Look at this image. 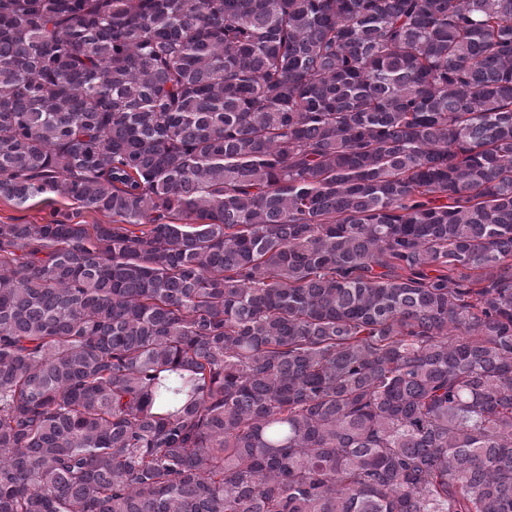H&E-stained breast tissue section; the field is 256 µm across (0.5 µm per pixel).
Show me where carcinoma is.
<instances>
[{
    "label": "carcinoma",
    "instance_id": "cac0c4a2",
    "mask_svg": "<svg viewBox=\"0 0 512 512\" xmlns=\"http://www.w3.org/2000/svg\"><path fill=\"white\" fill-rule=\"evenodd\" d=\"M0 512H512V0H0ZM67 204L51 195H43L24 207L0 199V224H46L56 218L58 211H71Z\"/></svg>",
    "mask_w": 512,
    "mask_h": 512
}]
</instances>
